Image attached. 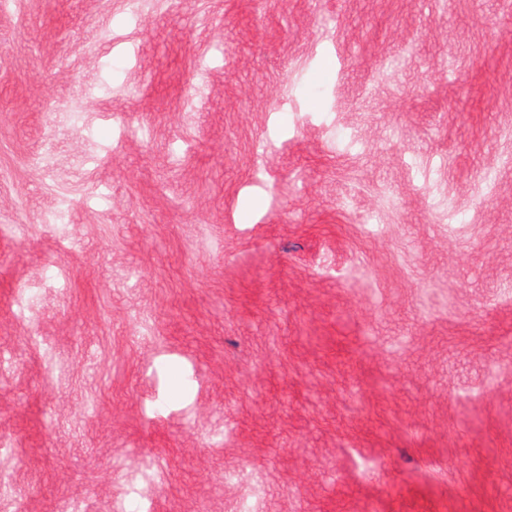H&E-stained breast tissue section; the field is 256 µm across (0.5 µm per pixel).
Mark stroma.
<instances>
[{"label":"stroma","mask_w":512,"mask_h":512,"mask_svg":"<svg viewBox=\"0 0 512 512\" xmlns=\"http://www.w3.org/2000/svg\"><path fill=\"white\" fill-rule=\"evenodd\" d=\"M0 512H512V0H0Z\"/></svg>","instance_id":"stroma-1"}]
</instances>
